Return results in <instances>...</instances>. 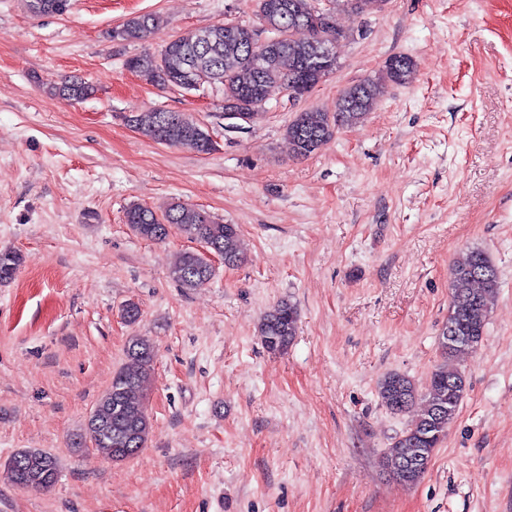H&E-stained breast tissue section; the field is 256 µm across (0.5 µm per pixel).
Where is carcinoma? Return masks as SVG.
I'll return each mask as SVG.
<instances>
[{
	"mask_svg": "<svg viewBox=\"0 0 512 512\" xmlns=\"http://www.w3.org/2000/svg\"><path fill=\"white\" fill-rule=\"evenodd\" d=\"M314 9L311 0H256L258 22L277 26L268 37L260 60L249 51L244 39L245 25L220 23L205 28L206 37L201 42L192 40L188 33L179 35L158 55L130 57L125 66L157 86L179 87L186 79L194 78L202 86L223 91L224 103L255 117L268 103L271 89L306 80L318 84L334 73L332 69L315 67V63L320 53L334 52L336 41L343 33L334 24L312 25L310 16ZM160 26L161 18L155 14L134 15L113 27L111 37L115 42L144 40ZM394 59H402L404 64L388 77L398 84L410 83L416 72L415 61L405 54H397ZM47 90L53 96L79 102L91 97L95 86L82 79L65 78L49 85ZM382 94L381 84L365 80L343 89L332 113L319 109L296 113L285 127L293 157L306 159L316 154L334 138L339 128L362 121ZM131 121L144 136L160 144L197 153H208L213 148L209 133L198 123L187 117L174 122L169 111L138 112L131 116ZM125 222L143 240L163 241L170 229L177 228L221 257L227 267L245 261L236 225L217 222L185 204L173 205L160 215L148 207L132 205L126 210ZM23 262L21 253L0 249V284L11 282ZM172 275L182 287L194 290L211 280L213 267L204 254L188 250L179 256ZM449 288L452 301L448 324L442 328L439 339L445 362L431 372L426 391H419L409 376L398 372L385 375L377 385L378 397L392 413L419 407L417 418L394 438L382 457L393 478L404 484H415L424 476L463 401L465 377L448 368V360L472 353L480 345L499 288L498 269L485 251L473 249L454 264ZM298 321V310L289 302L268 311L259 325L266 349L271 353L287 350L297 334ZM126 353L137 370L117 371L88 419L96 447L113 461L137 455L145 447L152 429L144 385L155 358L154 346L146 338L133 336ZM14 457L22 461L27 480L40 489L55 484L50 477L59 472L55 456L29 448L17 451Z\"/></svg>",
	"mask_w": 512,
	"mask_h": 512,
	"instance_id": "cac0c4a2",
	"label": "carcinoma"
}]
</instances>
